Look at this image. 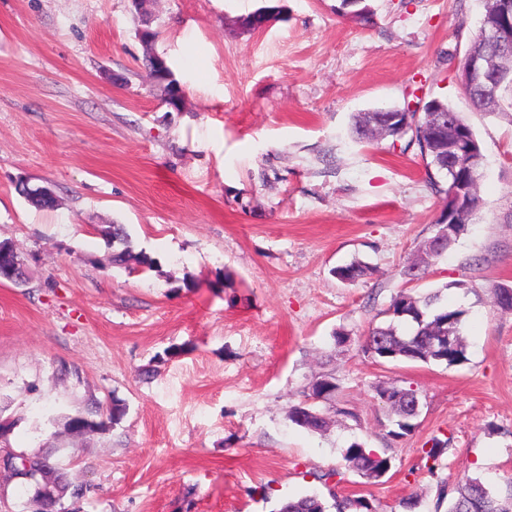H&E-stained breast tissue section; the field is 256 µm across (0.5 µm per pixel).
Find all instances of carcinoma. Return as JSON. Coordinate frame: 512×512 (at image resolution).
<instances>
[{"label": "carcinoma", "instance_id": "1", "mask_svg": "<svg viewBox=\"0 0 512 512\" xmlns=\"http://www.w3.org/2000/svg\"><path fill=\"white\" fill-rule=\"evenodd\" d=\"M473 106L482 109L481 102L488 94L494 105L491 113H512V68L501 69L495 81V90L472 87L467 89ZM397 116L399 121L390 125L389 137L393 141H405L403 150L415 147L427 167L438 174L447 175V187L431 180L435 191L445 195V211L436 221L435 229L447 223L454 196L455 177L448 174L442 161L447 158V144L432 139L426 114L402 112L398 108H380L372 112H358L352 116L350 131L356 139L367 141L364 129L369 124L382 122L388 116ZM108 243H118L122 249L113 251L112 262L130 273H143L154 267L155 261L142 252H134L131 238L123 224H109L101 231ZM370 272V267L360 261L338 267L333 273L341 280L354 283ZM387 320L369 328L363 341V351L377 362L381 361H436L455 366L466 360L465 345L461 335L463 311L450 309L443 302L442 291L424 295L397 294L384 310ZM388 389L397 400L388 404L395 419L387 436L400 438L412 433L418 416H406L404 404L421 400V393L412 385H390ZM339 391V384L332 372L315 376L302 391V399L291 406L289 420L296 426L312 432H320L327 426V405L331 404ZM126 407L121 401L112 400V407L100 403L95 410L82 415V423L92 431L104 433L123 418ZM448 441L438 438L431 440V446L422 449L423 458L430 473L442 466V457ZM343 459L346 468L369 483H379L391 468V457L360 442L351 443L345 449ZM0 471L20 481L31 495L36 506L34 512H71L75 503L85 499L92 491L88 484H78L69 479L65 464L52 459V454L42 449L18 452L13 448H0ZM333 500L327 505L326 499L317 492L302 494L288 499L279 512H378L375 503L364 497L336 495L329 491ZM441 498L448 499L447 512H512V477L504 484L492 487L480 477L463 475L450 488L442 490Z\"/></svg>", "mask_w": 512, "mask_h": 512}]
</instances>
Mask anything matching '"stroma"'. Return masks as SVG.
I'll return each mask as SVG.
<instances>
[{"label": "stroma", "mask_w": 512, "mask_h": 512, "mask_svg": "<svg viewBox=\"0 0 512 512\" xmlns=\"http://www.w3.org/2000/svg\"><path fill=\"white\" fill-rule=\"evenodd\" d=\"M0 0V241L31 280L0 284V403L16 451L40 437L72 450L81 512H278L324 492L380 512H445L444 484L512 476V118L475 111L459 69L482 0ZM186 90L166 111L144 65L142 24ZM447 101L485 155L480 206L423 277L408 257L435 232L444 200L418 149L359 143L354 113ZM21 177L50 182L56 208L30 206ZM104 224L126 225L156 262L114 267ZM360 260L354 284L333 270ZM443 290L463 310L466 362L379 364L361 350L400 291ZM351 335L335 348L333 333ZM340 386L328 430L294 425L290 406L323 372ZM422 393L419 425L391 439L375 384ZM124 402L113 431L71 436L50 418L90 400ZM447 441L429 474L422 450ZM386 452L380 485L344 469L352 441Z\"/></svg>", "instance_id": "stroma-1"}]
</instances>
